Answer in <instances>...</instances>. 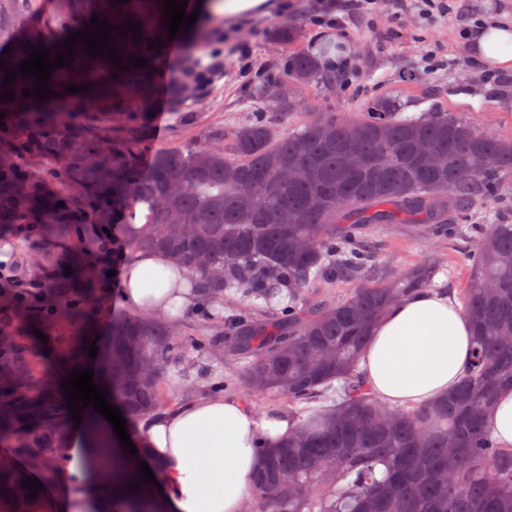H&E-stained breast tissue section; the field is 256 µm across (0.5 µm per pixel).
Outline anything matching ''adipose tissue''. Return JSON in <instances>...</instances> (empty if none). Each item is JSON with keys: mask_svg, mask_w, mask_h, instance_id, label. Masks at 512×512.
<instances>
[{"mask_svg": "<svg viewBox=\"0 0 512 512\" xmlns=\"http://www.w3.org/2000/svg\"><path fill=\"white\" fill-rule=\"evenodd\" d=\"M468 51L484 69L512 72V19L483 22ZM188 269L166 253L137 252L127 263L120 296L131 309L154 317L180 318L194 304ZM472 336L458 304L443 293H423L393 307L372 332L360 367L384 401L414 407L448 394L469 362ZM80 425L64 432L65 489L50 497L54 512H109L102 488L113 483L111 461L95 450L118 447L110 422L93 407ZM292 429L287 413L270 408L256 415L242 400L202 396L145 418L130 434L139 456L154 464L169 512H241L257 465L258 437L277 444Z\"/></svg>", "mask_w": 512, "mask_h": 512, "instance_id": "adipose-tissue-1", "label": "adipose tissue"}]
</instances>
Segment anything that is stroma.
I'll return each instance as SVG.
<instances>
[{
    "label": "stroma",
    "instance_id": "35a3bbf8",
    "mask_svg": "<svg viewBox=\"0 0 512 512\" xmlns=\"http://www.w3.org/2000/svg\"><path fill=\"white\" fill-rule=\"evenodd\" d=\"M457 10L448 19L432 21L402 6L399 0H374L363 13L348 15L342 0H266L258 12L227 18L215 14L202 24L206 33L203 48L193 49L173 40L160 67L159 81L148 115L129 112L104 122L100 112L76 113L66 129L46 127L48 139L66 141L65 151L50 154L27 145L18 134L17 120L5 115L0 120V153L13 154L17 172L33 188L36 198L75 207H94L92 223L112 221V196L100 187L81 181L79 169L90 154L122 156L133 151L142 172H149L158 151L194 149L210 142L214 133L232 134L248 113L259 111L253 84L261 75L276 76L287 53L270 31L286 23L299 33L295 50L318 53L320 46L335 42L346 59L339 73L342 86L308 95V107L281 114L279 131L294 129L313 112H336L346 117L363 111L370 99H399L405 114L439 108L473 122L479 128L512 140V72L500 74L498 82L485 81L484 69L459 64L463 49L461 31L473 18L488 19L512 14V0H454ZM434 52L440 65L427 69L426 52ZM196 64L205 81L194 95L174 100L171 82L188 64ZM31 221L38 231H21L16 218L0 220V242L10 241L15 251L12 271L25 278H38L49 271L65 272L73 253L83 244L73 225L49 226L41 212ZM380 256L371 278L381 281L423 261L438 263L435 283L453 293L464 288L469 275L467 256L473 248L468 237L432 242L416 225L389 224L379 233ZM227 308L223 302L198 297L196 305L179 321L188 335L220 336L224 333ZM118 295L99 292L88 317L87 339L106 350L113 320L129 316ZM71 326L57 320L47 340L31 337L32 365L36 375L53 374L65 382L67 370L54 360L62 336ZM236 376L231 396L243 400L255 413H263L273 397L252 393L241 380V365L232 352L217 359L177 357L167 368L162 384L168 406L208 394L203 368Z\"/></svg>",
    "mask_w": 512,
    "mask_h": 512
}]
</instances>
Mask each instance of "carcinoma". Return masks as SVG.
Returning a JSON list of instances; mask_svg holds the SVG:
<instances>
[{
    "mask_svg": "<svg viewBox=\"0 0 512 512\" xmlns=\"http://www.w3.org/2000/svg\"><path fill=\"white\" fill-rule=\"evenodd\" d=\"M38 2L0 0V49L9 48L0 52V83L6 69L28 59L30 45L44 46L55 62L87 13L121 29L128 19L139 22L141 40L112 29L115 39L95 59L77 44L74 61L51 73L48 87L57 95L35 107L23 90L36 82L17 72L0 95L14 90L7 106L21 119V135L37 134L24 121L34 111L40 122L65 128L77 112L106 105L110 120L149 100L163 51L149 42H168L163 0H56L42 35L29 37L21 29ZM111 50L121 58L117 66L107 60ZM136 57L147 64L132 66ZM203 81L189 67L176 94ZM297 83L334 88L340 78L320 59L292 51L279 76L261 85L266 111L251 113L229 141L220 133L193 150H162L147 175L130 154L113 164L90 157L82 167L90 181H112V206L125 209L128 223L145 211L147 232L129 236L134 250L183 262L210 299L242 293L224 333L234 339L250 389L284 397L294 422L277 447L258 439L247 512H512V447H501L490 426L499 389L512 386V222L470 223L485 199L499 195L500 176L512 172V142L452 113L405 116L390 98L369 102L352 118L316 112L282 133L268 113L302 108ZM71 84L90 88L78 96L66 90ZM272 87L281 91L276 100L268 94ZM426 152L446 155V165L426 167L420 160ZM3 170L0 211L22 217L39 202L15 167ZM285 170L291 176L281 177ZM384 224H418L432 238L468 234L475 242L460 293L474 336L471 359L451 394L412 409L382 402L359 357L374 325L404 298L435 287L440 268L424 262L334 303L306 300L316 283L360 276ZM93 293L89 280L81 289L70 278L54 288L74 323L83 321ZM63 341L62 361H75L82 336ZM110 351L103 375L112 398L138 419L163 406L162 379L173 352L214 358L221 349L218 339L174 334L163 319L135 315L112 322ZM69 413L54 386L34 378L27 337L0 348V436H12L14 452L28 461L26 469L0 463V512H46L43 494L28 497L23 478L31 470L46 481L61 474ZM122 474L127 490L112 499V512H166L142 485L136 462Z\"/></svg>",
    "mask_w": 512,
    "mask_h": 512,
    "instance_id": "cac0c4a2",
    "label": "carcinoma"
}]
</instances>
